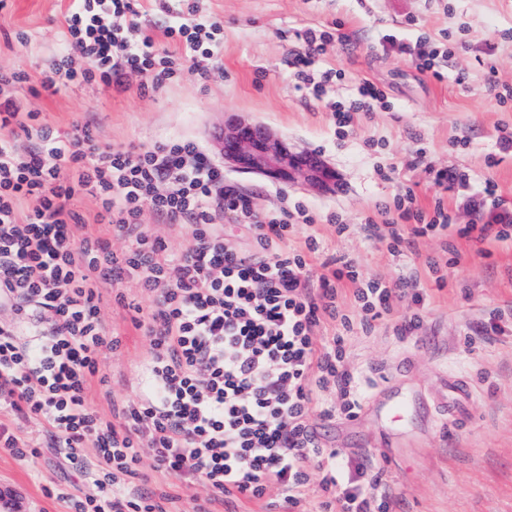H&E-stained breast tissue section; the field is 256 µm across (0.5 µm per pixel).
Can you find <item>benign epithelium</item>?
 Segmentation results:
<instances>
[{
	"instance_id": "obj_1",
	"label": "benign epithelium",
	"mask_w": 512,
	"mask_h": 512,
	"mask_svg": "<svg viewBox=\"0 0 512 512\" xmlns=\"http://www.w3.org/2000/svg\"><path fill=\"white\" fill-rule=\"evenodd\" d=\"M224 161L237 169L257 173L283 184L304 182L317 190H329L336 174L316 154L297 152L288 141L265 127L235 120L224 127Z\"/></svg>"
}]
</instances>
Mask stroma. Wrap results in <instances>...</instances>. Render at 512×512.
Instances as JSON below:
<instances>
[{
  "label": "stroma",
  "mask_w": 512,
  "mask_h": 512,
  "mask_svg": "<svg viewBox=\"0 0 512 512\" xmlns=\"http://www.w3.org/2000/svg\"><path fill=\"white\" fill-rule=\"evenodd\" d=\"M68 6L69 0H9L0 12V70L30 73L21 94L58 134L80 116L105 143L190 138L215 157L214 135L226 119L258 123L321 156L338 178L334 192L322 193L225 166L226 182L257 211L287 201L314 216L289 247L316 235L325 255L357 260L366 279L395 277L407 265L422 270L430 258L442 264L456 258L442 282L422 271L431 304L413 336L402 339L394 330V319L406 312L399 303L393 320L348 345L352 365L375 388L395 381L415 397L418 409L407 431H389L374 409L351 420L320 418L316 428L324 447L353 458L395 456V464L381 467L397 499L395 512H512V320L493 339L469 338L471 328L496 311H512V239L422 236L401 257L390 251L388 238L370 239L363 230L366 221L382 223L379 206L408 185L425 210L443 197L457 224L475 221L472 205L489 181L500 203L512 208V151L500 147L512 133V101L499 103L485 87L491 68L500 84L512 86V0H200V11L224 23L223 66L207 80L189 77L159 96L142 94L136 75L120 88L90 82L56 95L41 90L40 71L60 52ZM337 25L347 44L327 43L311 63L315 71H336V78L318 93L301 87L289 63L297 36ZM21 31L27 41H18ZM441 38L455 49L436 78L419 69L415 52ZM401 42L411 53L398 50ZM366 81L384 91V101L355 113L348 135L337 134L334 106L354 103ZM491 156L497 163L490 168ZM431 167L464 181L441 191L427 173ZM112 321L125 341L111 362L112 387L129 394L142 373L146 341L122 316ZM452 378L466 386L468 399L463 419L448 428L435 408ZM5 422L41 450L32 462L0 452V512H66L60 492L84 486L62 470L49 433L34 421L9 416Z\"/></svg>",
  "instance_id": "stroma-1"
}]
</instances>
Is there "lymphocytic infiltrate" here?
<instances>
[{
  "label": "lymphocytic infiltrate",
  "mask_w": 512,
  "mask_h": 512,
  "mask_svg": "<svg viewBox=\"0 0 512 512\" xmlns=\"http://www.w3.org/2000/svg\"><path fill=\"white\" fill-rule=\"evenodd\" d=\"M171 2L175 21L160 47L145 32L140 0H71L42 88L119 87L136 72L142 93L154 94L207 79L224 56L223 26L188 0ZM326 42L309 33L292 52L298 79L316 92L333 77L308 69ZM30 80L22 69L0 71V306L16 315L0 322V413L41 423L93 487L69 496L70 512H168L177 489L195 483L210 491L198 512L272 490L278 512H391L378 465L322 447L312 416L357 417L364 389L347 342L372 333L398 301L406 312L396 333L413 335L430 304L418 274L363 282L353 261L330 258L311 277L318 238L288 246L297 225L314 221L303 206L256 212L196 141L114 147L78 118L58 135L27 110L20 90ZM87 196L99 207L91 217L76 206ZM220 209L238 216L247 248L214 223ZM147 211L186 231L185 248L148 234ZM380 213L398 254L451 226L462 238L512 237V210L497 202L479 223L457 227L443 201L424 212L409 187ZM92 222L105 234L75 237ZM115 236L122 250H113ZM129 282L149 305L124 293ZM107 291L148 344L133 396L111 392L104 372L124 347L103 315ZM327 323L334 332L321 335ZM95 383L107 409L88 397ZM146 456L164 482L148 484Z\"/></svg>",
  "instance_id": "obj_1"
}]
</instances>
